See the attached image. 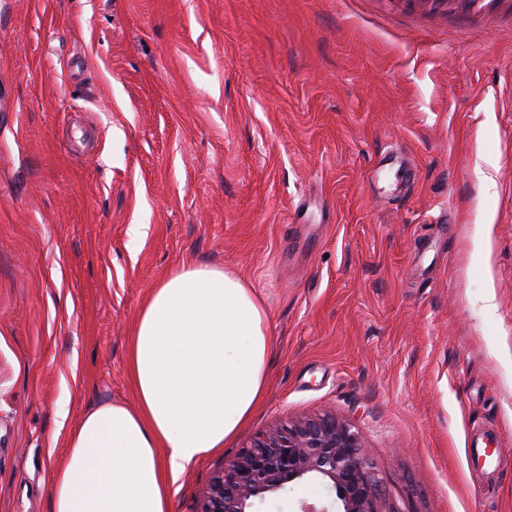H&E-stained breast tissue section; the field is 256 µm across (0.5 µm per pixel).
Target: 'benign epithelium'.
<instances>
[{"instance_id":"7a95c632","label":"benign epithelium","mask_w":512,"mask_h":512,"mask_svg":"<svg viewBox=\"0 0 512 512\" xmlns=\"http://www.w3.org/2000/svg\"><path fill=\"white\" fill-rule=\"evenodd\" d=\"M309 475L329 482L342 512H398L364 434L332 413L289 420L225 461L201 512H249L255 501Z\"/></svg>"}]
</instances>
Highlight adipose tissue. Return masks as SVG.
<instances>
[{
    "label": "adipose tissue",
    "instance_id": "ef3b65f1",
    "mask_svg": "<svg viewBox=\"0 0 512 512\" xmlns=\"http://www.w3.org/2000/svg\"><path fill=\"white\" fill-rule=\"evenodd\" d=\"M269 318L247 281L202 262L150 290L128 339L134 406L85 413L53 468L51 512H169L170 484L262 403Z\"/></svg>",
    "mask_w": 512,
    "mask_h": 512
}]
</instances>
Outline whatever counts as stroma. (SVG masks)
Instances as JSON below:
<instances>
[{
  "instance_id": "35a3bbf8",
  "label": "stroma",
  "mask_w": 512,
  "mask_h": 512,
  "mask_svg": "<svg viewBox=\"0 0 512 512\" xmlns=\"http://www.w3.org/2000/svg\"><path fill=\"white\" fill-rule=\"evenodd\" d=\"M194 261L257 288L272 362L169 512L320 412L399 512H512V0H0V512H50L69 428L134 405L140 305ZM468 456L472 468L477 471L494 472L499 464L498 453H490L486 442L479 436L472 438Z\"/></svg>"
}]
</instances>
